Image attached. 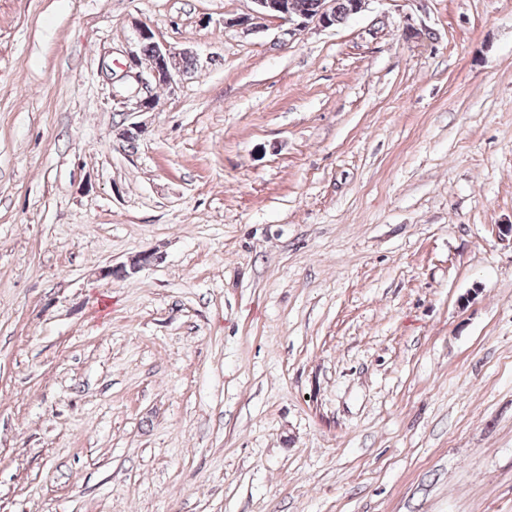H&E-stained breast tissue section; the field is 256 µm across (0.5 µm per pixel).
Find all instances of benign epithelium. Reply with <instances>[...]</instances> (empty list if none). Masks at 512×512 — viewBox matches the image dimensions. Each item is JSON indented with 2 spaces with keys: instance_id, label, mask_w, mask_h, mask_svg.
I'll list each match as a JSON object with an SVG mask.
<instances>
[{
  "instance_id": "obj_1",
  "label": "benign epithelium",
  "mask_w": 512,
  "mask_h": 512,
  "mask_svg": "<svg viewBox=\"0 0 512 512\" xmlns=\"http://www.w3.org/2000/svg\"><path fill=\"white\" fill-rule=\"evenodd\" d=\"M253 9L251 14L224 20L227 27H237L245 32H258L263 29L265 22L276 20L289 24L282 31V35L294 38L297 32L311 23L328 29L333 27L336 18V0H320V8L312 16L296 15L292 13L289 0H251ZM137 40L135 49L128 53V62L125 66L124 76L133 78L136 82L145 84L152 82L157 86L175 88L181 78L187 74L185 60L191 57L187 50H175L155 38L154 32L146 25H135ZM149 43L153 51L152 65L147 70V76L137 71L140 66L139 54L141 45ZM156 260L155 253L141 252L130 258L128 263L118 269L107 268L104 275L107 277L125 276L127 273H136Z\"/></svg>"
}]
</instances>
